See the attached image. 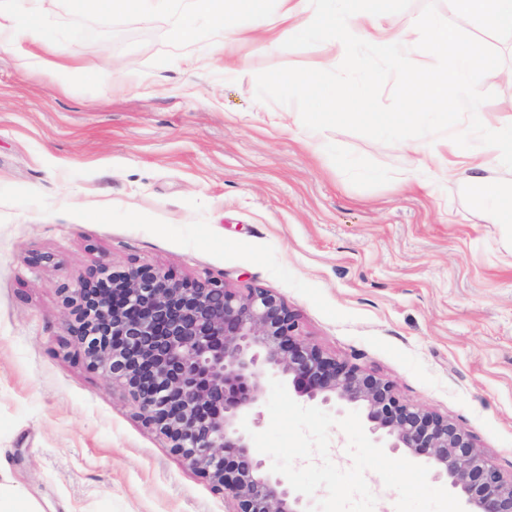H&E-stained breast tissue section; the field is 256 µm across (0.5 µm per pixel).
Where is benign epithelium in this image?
Returning <instances> with one entry per match:
<instances>
[{"label": "benign epithelium", "instance_id": "7a95c632", "mask_svg": "<svg viewBox=\"0 0 512 512\" xmlns=\"http://www.w3.org/2000/svg\"><path fill=\"white\" fill-rule=\"evenodd\" d=\"M64 301L73 317L67 333L88 365L121 384L144 425L235 512H305L287 479L252 454L241 427L260 421L267 369L290 377L300 396L359 407L389 452L448 481L465 512H512V479L484 459L468 431L303 340L296 314L266 288L240 292L222 277L101 265Z\"/></svg>", "mask_w": 512, "mask_h": 512}]
</instances>
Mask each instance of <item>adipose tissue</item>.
I'll return each mask as SVG.
<instances>
[{
  "instance_id": "ef3b65f1",
  "label": "adipose tissue",
  "mask_w": 512,
  "mask_h": 512,
  "mask_svg": "<svg viewBox=\"0 0 512 512\" xmlns=\"http://www.w3.org/2000/svg\"><path fill=\"white\" fill-rule=\"evenodd\" d=\"M272 0H190L198 15L218 22L225 39L236 40L246 31L271 33L284 29L310 39L326 33L342 36L357 32L365 55L388 62L396 90L408 105L405 123L417 122L423 113L473 114L477 103L465 92L470 76L488 66V58L465 44L454 21L431 18L420 30L387 28L382 18L399 0H274L276 15H269ZM455 18H468L480 27L512 33V0H451ZM438 57V67L408 72L399 66L401 56L415 42Z\"/></svg>"
}]
</instances>
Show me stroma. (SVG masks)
Instances as JSON below:
<instances>
[{
  "label": "stroma",
  "mask_w": 512,
  "mask_h": 512,
  "mask_svg": "<svg viewBox=\"0 0 512 512\" xmlns=\"http://www.w3.org/2000/svg\"><path fill=\"white\" fill-rule=\"evenodd\" d=\"M15 6L38 8L55 42L0 46V477L43 512H233L67 336L63 291L101 264L271 290L307 342L467 430L512 476V218L488 223L476 184L437 166L410 182L400 144L309 139L255 98L257 73L336 68L343 44L254 38L228 71L201 18L185 46L163 14ZM449 15L448 0H399L386 23ZM457 27L495 61L469 95L512 114V35ZM107 62L129 71L105 84Z\"/></svg>",
  "instance_id": "stroma-1"
}]
</instances>
